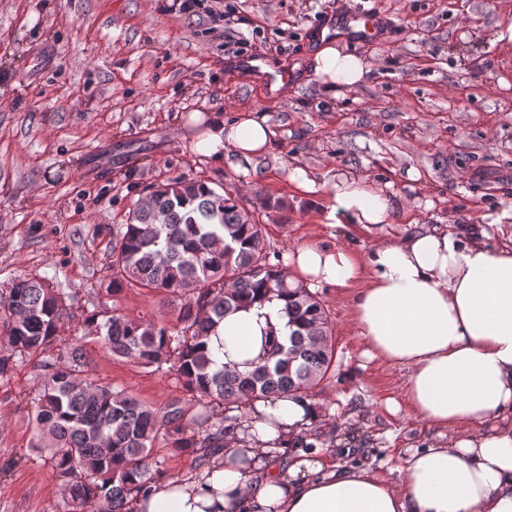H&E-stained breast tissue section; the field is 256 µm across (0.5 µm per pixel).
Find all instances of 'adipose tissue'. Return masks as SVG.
<instances>
[{
    "mask_svg": "<svg viewBox=\"0 0 512 512\" xmlns=\"http://www.w3.org/2000/svg\"><path fill=\"white\" fill-rule=\"evenodd\" d=\"M313 60L311 80L335 95L371 71L330 39ZM272 137L257 112L230 123L213 116L196 149L224 154L246 172ZM289 178L304 191L322 189L325 223L368 233L393 222L385 191L370 180L337 174L318 185L298 169ZM497 231V248L483 231L421 226L361 255L314 241L285 255L295 283L347 293L369 353L404 371L403 398L434 437L406 456L399 484L295 447L323 408L292 392L252 401L246 422L225 435L223 453L186 478L152 483L133 512H512V225ZM217 333L210 349L220 365L287 343L290 330L274 301L227 315Z\"/></svg>",
    "mask_w": 512,
    "mask_h": 512,
    "instance_id": "adipose-tissue-1",
    "label": "adipose tissue"
}]
</instances>
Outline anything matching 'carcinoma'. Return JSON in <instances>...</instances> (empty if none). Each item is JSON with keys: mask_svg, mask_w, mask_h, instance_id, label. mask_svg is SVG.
Returning a JSON list of instances; mask_svg holds the SVG:
<instances>
[{"mask_svg": "<svg viewBox=\"0 0 512 512\" xmlns=\"http://www.w3.org/2000/svg\"><path fill=\"white\" fill-rule=\"evenodd\" d=\"M106 291L145 288L177 298L172 319L133 320L97 309L85 316L101 348L176 375L188 403L159 411L92 376L80 340L56 344L67 314L60 292L28 277L0 293V382L38 353L31 395L32 451L63 492V512H131L129 503L161 476L156 449L189 452L201 465L224 450L255 399L306 393L335 362L329 318L310 289L288 281L280 251L267 250L262 224L237 197L207 182L176 177L112 226ZM279 300L289 346L275 344L250 369L213 368L206 339L230 312Z\"/></svg>", "mask_w": 512, "mask_h": 512, "instance_id": "1", "label": "carcinoma"}]
</instances>
